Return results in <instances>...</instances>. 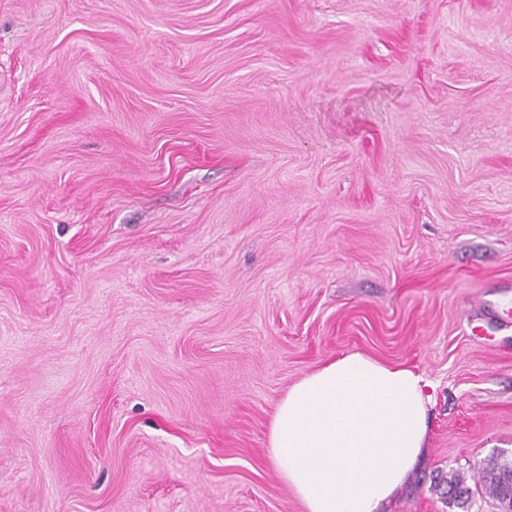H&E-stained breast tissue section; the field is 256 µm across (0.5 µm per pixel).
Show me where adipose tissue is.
<instances>
[{"label":"adipose tissue","mask_w":512,"mask_h":512,"mask_svg":"<svg viewBox=\"0 0 512 512\" xmlns=\"http://www.w3.org/2000/svg\"><path fill=\"white\" fill-rule=\"evenodd\" d=\"M428 386L414 368L351 352L289 389L268 456L305 512H379L426 448Z\"/></svg>","instance_id":"adipose-tissue-1"}]
</instances>
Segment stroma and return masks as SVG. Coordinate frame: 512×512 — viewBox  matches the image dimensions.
Segmentation results:
<instances>
[{
    "instance_id": "1",
    "label": "stroma",
    "mask_w": 512,
    "mask_h": 512,
    "mask_svg": "<svg viewBox=\"0 0 512 512\" xmlns=\"http://www.w3.org/2000/svg\"><path fill=\"white\" fill-rule=\"evenodd\" d=\"M512 0H0V512H304L290 386L430 382L381 512L512 455ZM480 306L486 311L489 321H494L504 326L512 323V297L510 300L504 294L500 299H482Z\"/></svg>"
}]
</instances>
